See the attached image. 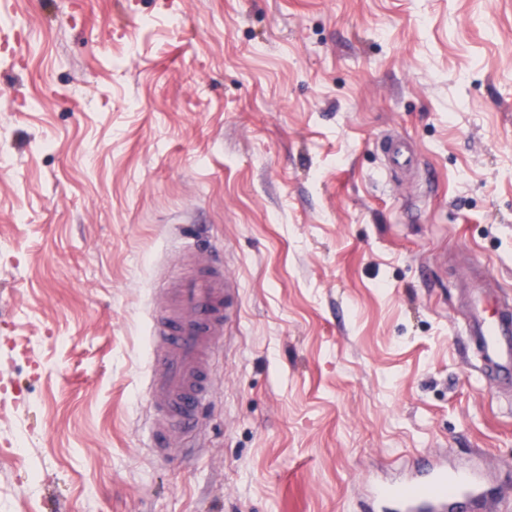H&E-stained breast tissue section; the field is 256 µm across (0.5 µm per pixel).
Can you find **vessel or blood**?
<instances>
[{"instance_id": "1", "label": "vessel or blood", "mask_w": 512, "mask_h": 512, "mask_svg": "<svg viewBox=\"0 0 512 512\" xmlns=\"http://www.w3.org/2000/svg\"><path fill=\"white\" fill-rule=\"evenodd\" d=\"M469 318L465 332L475 347L479 368L512 385V308L499 306L483 279L469 280ZM238 285L223 265L203 259L180 288L167 292L150 334L152 376L148 387L155 413L156 452L169 454L176 434L196 426L210 389L208 359L217 336L237 307ZM371 494L395 512H495L484 476L439 461L418 468L415 477L393 486H371Z\"/></svg>"}]
</instances>
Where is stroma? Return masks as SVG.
Segmentation results:
<instances>
[{
	"label": "stroma",
	"mask_w": 512,
	"mask_h": 512,
	"mask_svg": "<svg viewBox=\"0 0 512 512\" xmlns=\"http://www.w3.org/2000/svg\"><path fill=\"white\" fill-rule=\"evenodd\" d=\"M196 252L240 303L162 459ZM477 264L512 298V0H0V512H374L443 453L512 500Z\"/></svg>",
	"instance_id": "1"
}]
</instances>
